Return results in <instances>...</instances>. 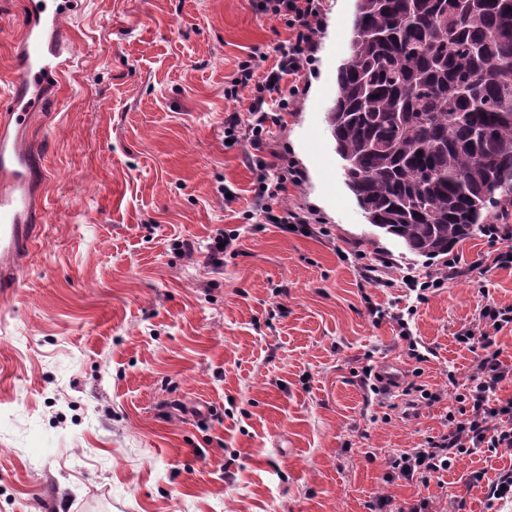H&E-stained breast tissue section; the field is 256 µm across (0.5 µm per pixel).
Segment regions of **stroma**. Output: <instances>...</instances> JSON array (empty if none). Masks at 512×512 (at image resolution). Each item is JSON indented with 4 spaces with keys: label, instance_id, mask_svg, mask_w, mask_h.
<instances>
[{
    "label": "stroma",
    "instance_id": "stroma-1",
    "mask_svg": "<svg viewBox=\"0 0 512 512\" xmlns=\"http://www.w3.org/2000/svg\"><path fill=\"white\" fill-rule=\"evenodd\" d=\"M260 4L84 0L68 18L74 59L27 131L46 209L19 288L0 296V512H369L380 495L488 512L469 474L512 469V451L479 452L426 484L386 481L393 451L448 431L475 358L456 337L485 305L512 307V265H493L506 244L482 231L453 248L491 266L418 304L409 326L427 361L369 316L410 302L363 279L375 255L396 282L440 267L369 224L344 183L326 116L355 0H326L307 90L270 141L304 172L284 206L327 232L253 215L248 147L224 144L225 112L246 104L224 85L250 54L273 64L286 37ZM22 21L23 0H0V92ZM220 229L240 237L217 270L206 251ZM370 360L397 364L401 389L366 390ZM410 383L443 398L422 403Z\"/></svg>",
    "mask_w": 512,
    "mask_h": 512
}]
</instances>
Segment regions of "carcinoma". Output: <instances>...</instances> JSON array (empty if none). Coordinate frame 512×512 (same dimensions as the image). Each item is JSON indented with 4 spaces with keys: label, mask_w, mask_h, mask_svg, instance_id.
Masks as SVG:
<instances>
[{
    "label": "carcinoma",
    "mask_w": 512,
    "mask_h": 512,
    "mask_svg": "<svg viewBox=\"0 0 512 512\" xmlns=\"http://www.w3.org/2000/svg\"><path fill=\"white\" fill-rule=\"evenodd\" d=\"M327 112L370 224L434 260L512 208V0H355Z\"/></svg>",
    "instance_id": "obj_1"
}]
</instances>
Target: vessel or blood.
<instances>
[{
  "instance_id": "1",
  "label": "vessel or blood",
  "mask_w": 512,
  "mask_h": 512,
  "mask_svg": "<svg viewBox=\"0 0 512 512\" xmlns=\"http://www.w3.org/2000/svg\"><path fill=\"white\" fill-rule=\"evenodd\" d=\"M76 7V0H27L24 54L8 94L0 96V291L5 293L19 287L28 267L42 207L34 192L41 158L28 142L10 137L8 128H24L33 113L43 111V87L58 80L69 62L64 21Z\"/></svg>"
}]
</instances>
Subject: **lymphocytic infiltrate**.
<instances>
[{
	"label": "lymphocytic infiltrate",
	"instance_id": "f902f5d3",
	"mask_svg": "<svg viewBox=\"0 0 512 512\" xmlns=\"http://www.w3.org/2000/svg\"><path fill=\"white\" fill-rule=\"evenodd\" d=\"M262 9L283 19L288 36L277 45L271 67L260 68L251 56L239 61L234 78L224 87V96L233 101L247 99L248 106L242 112H225L224 137L235 143L247 142L251 147L247 160L258 173L254 207L260 216L281 231L292 229L304 234L315 221L313 213L281 204L289 186L301 182L302 173L292 161L268 158L266 148L273 128L283 125L291 103L304 91L301 72L314 62L324 5L323 0H264ZM457 272L453 258L448 261L447 273L411 272L406 288L415 295L413 305L392 314L379 307L371 310L375 320L388 316L397 323L406 338L408 355L416 362L425 361L426 356L412 337L407 318L415 314L417 305L424 303L432 290L444 287ZM495 325L511 326L512 308L485 306L477 324L458 335V343L475 355L471 381L455 395L458 413L449 416V431L433 437L426 447L389 456L387 479L425 484L475 450H512V399L504 401L496 396L500 383L512 377V365L502 360V351L489 332Z\"/></svg>",
	"mask_w": 512,
	"mask_h": 512
}]
</instances>
